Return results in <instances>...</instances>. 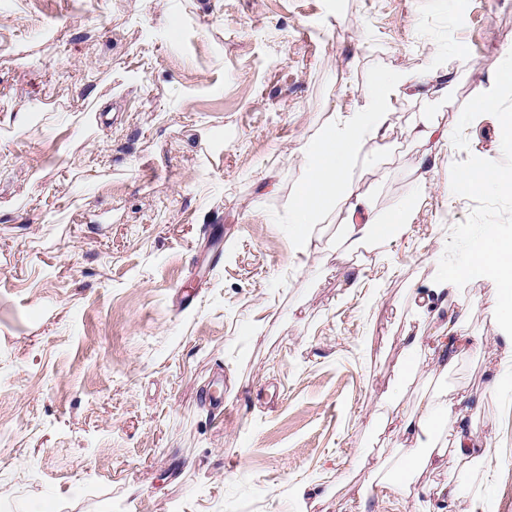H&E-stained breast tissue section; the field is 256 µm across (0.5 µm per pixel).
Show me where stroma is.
I'll return each mask as SVG.
<instances>
[{
	"mask_svg": "<svg viewBox=\"0 0 512 512\" xmlns=\"http://www.w3.org/2000/svg\"><path fill=\"white\" fill-rule=\"evenodd\" d=\"M450 49L449 132L512 52V0H0V512H355L402 338L437 326L411 292L474 206L450 167L500 160V123L423 166L422 102L398 101L354 178L385 213L423 189L384 253L342 244L337 201L294 256L288 202L305 141L377 72ZM459 297L495 355L417 373L399 406L463 396L490 461L453 512H512V345L492 280ZM448 481L414 474L371 512Z\"/></svg>",
	"mask_w": 512,
	"mask_h": 512,
	"instance_id": "obj_1",
	"label": "stroma"
}]
</instances>
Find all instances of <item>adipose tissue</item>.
Segmentation results:
<instances>
[{
	"instance_id": "adipose-tissue-1",
	"label": "adipose tissue",
	"mask_w": 512,
	"mask_h": 512,
	"mask_svg": "<svg viewBox=\"0 0 512 512\" xmlns=\"http://www.w3.org/2000/svg\"><path fill=\"white\" fill-rule=\"evenodd\" d=\"M456 80L452 64L433 63L419 78L400 72L379 73L366 102L338 123L326 126L305 146L308 158L302 186L295 195L291 211V233L296 252L306 254L316 246L314 230L325 211L336 199H344L347 219L342 236L351 247H378L405 235L410 227L413 203L405 201L386 215L377 214L364 195L353 189L354 175L362 164L368 142L381 143L387 138L395 102L406 94H422L435 83L441 98H450ZM406 358L402 378L420 371L446 374L460 357L487 355L489 347L482 337L469 333L465 319L449 316L433 335L416 332L403 336ZM399 394L386 399L395 414L389 422L393 433L413 440L408 455L396 458L374 490L377 497L398 493L421 468L440 467L446 455H453L467 470L487 464L488 450L477 440L474 428L462 413L447 387H439L419 401L412 411L398 410Z\"/></svg>"
}]
</instances>
